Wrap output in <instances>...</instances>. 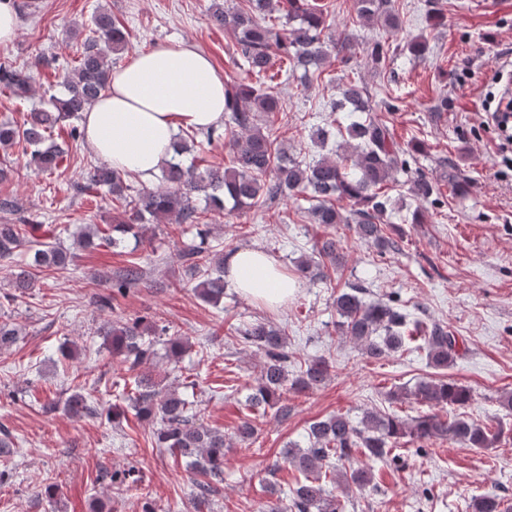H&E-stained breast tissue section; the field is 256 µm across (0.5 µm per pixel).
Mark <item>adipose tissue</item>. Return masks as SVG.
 Wrapping results in <instances>:
<instances>
[{
    "instance_id": "adipose-tissue-1",
    "label": "adipose tissue",
    "mask_w": 512,
    "mask_h": 512,
    "mask_svg": "<svg viewBox=\"0 0 512 512\" xmlns=\"http://www.w3.org/2000/svg\"><path fill=\"white\" fill-rule=\"evenodd\" d=\"M224 80L203 52L182 42L129 55L84 114L85 141L121 172L148 180L171 160L180 130L218 125ZM235 288L278 304L298 288L264 253L241 250L226 259Z\"/></svg>"
}]
</instances>
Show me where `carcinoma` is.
<instances>
[{
    "mask_svg": "<svg viewBox=\"0 0 512 512\" xmlns=\"http://www.w3.org/2000/svg\"><path fill=\"white\" fill-rule=\"evenodd\" d=\"M389 0H357V16L366 25L384 28L397 26L400 15L388 8ZM327 9L308 0H244V6L233 10L219 4L210 10V21L217 28L234 31L237 65L248 75L256 76L254 84L235 83L224 87V126L210 127L203 132L200 146L209 150L224 147L231 166L221 164L199 168L194 157L187 166L170 163L161 171L165 187L145 189L134 200L132 216L112 225V234L89 227L78 236L82 247L108 242L116 247L126 239H143L150 224H199L201 213L194 197L202 192L209 202L211 214L245 212L266 207L290 194H300L312 206L307 209L314 224H348L355 221L358 239L384 252L398 247V242L384 233V217L391 199L383 193L395 174L410 168L408 153L397 148L387 122L372 115L374 108L367 89L356 81L342 79L337 84V112L346 113L345 122L336 131L324 127L312 133V139L325 148L337 134L342 138L344 154L330 150L311 162L298 160L281 148L270 130L258 127V113L279 112L283 105L272 85L277 74L272 72L276 61L290 65V73L303 71L305 78H319L329 48L340 54L351 50L350 41L327 34ZM93 36L77 50L76 66L62 82L64 93L46 106H34L23 122L0 123V148L19 143L29 150L28 165L35 171L52 172L63 161L65 150L46 141L56 126L69 119H79L108 86L111 68L109 55L126 50L128 35L104 10L92 16ZM35 83L30 67L16 68L0 62V92L7 91L18 99H27ZM88 188L105 189L114 200H127L130 186L124 174L109 164H100L87 171ZM435 182L423 175L410 181L408 191L418 200L427 201L435 193ZM346 199L357 206L353 216L344 214L332 199ZM42 225L23 221L21 224H0V260L11 261L18 251L31 254V262L18 264L10 270L13 287L24 293L33 287L30 268H64L71 261L70 252L56 242L30 236ZM315 253L336 264L342 260L340 242L325 238L315 244ZM187 268L204 276L196 285L197 295L206 303L218 304L228 286L225 280L224 255L211 251L206 240L182 251ZM140 267L131 265L125 273L112 280V295H123L136 286ZM365 288L352 285L336 295L337 329L360 346L363 353L378 359L396 352L418 337L419 348L427 351L432 366L445 368L453 362L457 339L448 327L433 322L407 320L395 301H366ZM149 327L134 319L112 326V351L123 357L131 373L134 391L122 394L136 415L158 424L154 432L157 446L192 459L196 473L207 477L198 484L197 500L205 502L212 482L224 480V449L230 447L224 434L196 422L194 401L174 390L160 393L151 389L142 372L154 356L151 343L144 340ZM242 342L262 353L263 362L257 384L244 404V416L236 435L249 441L256 432L257 419L267 409L280 406L284 390L316 388L327 380L330 365L322 357L304 363L294 379H288L291 356L286 350L285 330L265 320H256L238 331ZM187 340L176 334L166 339L168 355L177 363ZM419 402L430 407H464L472 400L471 391L446 380L419 383L414 391ZM63 410L73 416H95L98 408L81 392L75 391L64 402ZM457 413L440 418L436 414L418 415L409 421L391 414L367 411L355 424L343 414L332 415L310 427L309 447L291 445L284 449L286 463L298 476L293 484L279 489V505L269 512H340V500L332 494L327 482H340L363 489L373 483L369 469L353 468L356 456L372 462L395 461V447L402 438L419 442V450L433 438L449 437L468 448H492L501 438ZM473 512H501L500 499L483 495L472 500Z\"/></svg>",
    "mask_w": 512,
    "mask_h": 512,
    "instance_id": "cac0c4a2",
    "label": "carcinoma"
}]
</instances>
